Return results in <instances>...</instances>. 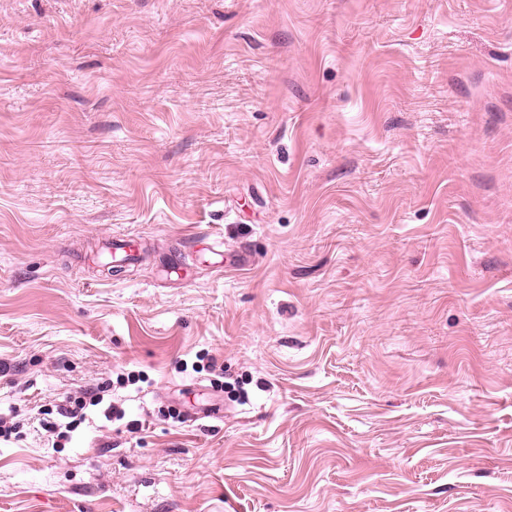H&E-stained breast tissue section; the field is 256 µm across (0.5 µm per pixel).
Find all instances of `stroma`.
Instances as JSON below:
<instances>
[{"instance_id":"stroma-1","label":"stroma","mask_w":512,"mask_h":512,"mask_svg":"<svg viewBox=\"0 0 512 512\" xmlns=\"http://www.w3.org/2000/svg\"><path fill=\"white\" fill-rule=\"evenodd\" d=\"M0 418V512H512V0H0ZM110 386L111 382H108L98 386L96 389L85 390L80 396L69 397L63 401L65 404L57 408V414L63 418V421L60 423H47V425L50 424V431L56 434L53 446L56 448L64 447V442L71 439V433L85 420V410L89 406H99L104 399L102 393L108 391Z\"/></svg>"}]
</instances>
